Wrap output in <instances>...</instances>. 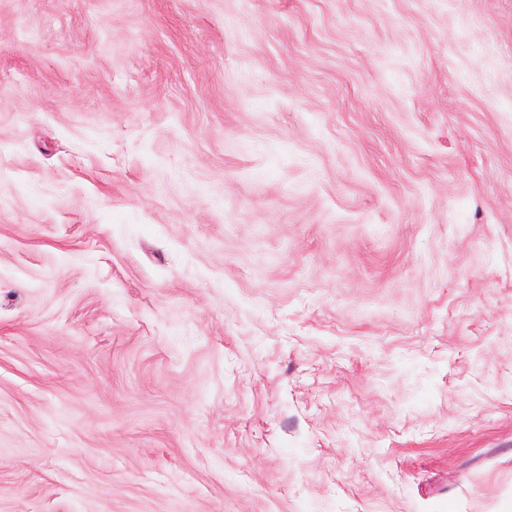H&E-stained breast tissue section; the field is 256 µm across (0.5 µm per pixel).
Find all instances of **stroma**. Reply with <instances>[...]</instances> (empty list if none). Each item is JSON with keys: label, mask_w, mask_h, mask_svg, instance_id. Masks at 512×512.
<instances>
[{"label": "stroma", "mask_w": 512, "mask_h": 512, "mask_svg": "<svg viewBox=\"0 0 512 512\" xmlns=\"http://www.w3.org/2000/svg\"><path fill=\"white\" fill-rule=\"evenodd\" d=\"M0 512H512V0H0Z\"/></svg>", "instance_id": "stroma-1"}]
</instances>
